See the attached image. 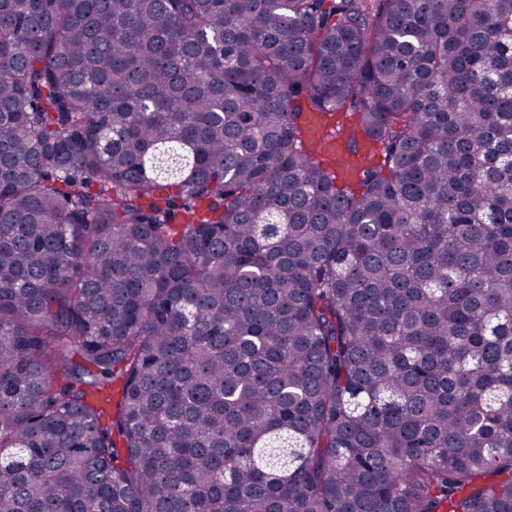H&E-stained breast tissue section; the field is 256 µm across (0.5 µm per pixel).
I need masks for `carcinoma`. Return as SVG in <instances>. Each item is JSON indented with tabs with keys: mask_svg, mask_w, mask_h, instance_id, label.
<instances>
[{
	"mask_svg": "<svg viewBox=\"0 0 512 512\" xmlns=\"http://www.w3.org/2000/svg\"><path fill=\"white\" fill-rule=\"evenodd\" d=\"M0 512H512V0H0Z\"/></svg>",
	"mask_w": 512,
	"mask_h": 512,
	"instance_id": "carcinoma-1",
	"label": "carcinoma"
}]
</instances>
